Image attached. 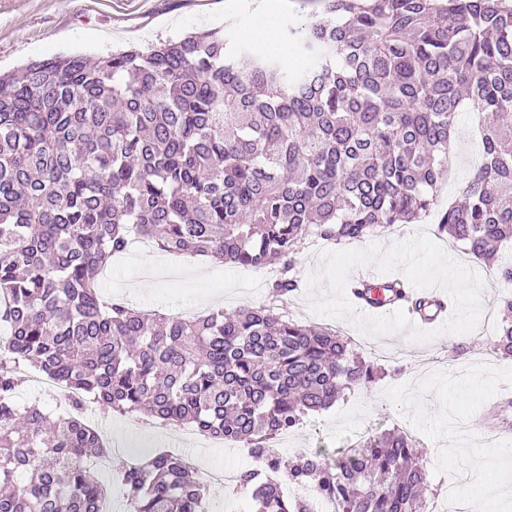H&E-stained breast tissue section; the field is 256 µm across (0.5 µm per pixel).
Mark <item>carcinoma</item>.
I'll return each mask as SVG.
<instances>
[{"mask_svg":"<svg viewBox=\"0 0 512 512\" xmlns=\"http://www.w3.org/2000/svg\"><path fill=\"white\" fill-rule=\"evenodd\" d=\"M286 29L290 71L227 33H192L89 64L32 60L0 76V512H103L106 455L87 403L193 425L243 445L250 512H310L276 475L335 512H429L412 436L375 432L287 464L270 447L377 370L350 340L279 311L314 235L363 241L435 201L465 95L482 158L436 224L477 261L512 242V0H321ZM249 57L242 67L238 56ZM171 255L280 265L273 302L184 319L107 301L96 278L131 230ZM395 279L392 300L421 304ZM495 351L512 356V299ZM70 389L50 421L14 400L17 365ZM128 512H207L205 483L151 452L121 477Z\"/></svg>","mask_w":512,"mask_h":512,"instance_id":"carcinoma-1","label":"carcinoma"}]
</instances>
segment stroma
I'll return each mask as SVG.
<instances>
[{"mask_svg":"<svg viewBox=\"0 0 512 512\" xmlns=\"http://www.w3.org/2000/svg\"><path fill=\"white\" fill-rule=\"evenodd\" d=\"M320 11L319 0H286L279 10L266 9L262 0H0V73L58 54L94 60L120 48H147L189 32L223 28L229 16L237 19L231 32L236 44L258 43L279 56L289 45L284 37L288 20L306 23ZM477 144L472 111L460 109L438 209L458 198L469 180ZM436 222L432 215L406 225L401 237L380 232L361 242L306 241L295 265L301 288L284 303V312H303L308 322L334 327L356 341L403 348L411 356L374 358L380 377L345 391L330 408L310 413L280 454L289 459L306 448H344L377 428L405 430L420 443L434 494L445 495L453 479L456 510L512 512V453L499 456L482 430L485 403L502 384L512 383V356L491 352L512 282L474 262L462 245L438 236ZM171 260L157 250L126 252L113 259L111 277L100 279L101 291L142 310L198 308L207 313L216 303L227 310L267 303L266 285L277 271L273 264L217 268L207 258L184 257L182 280L145 278V271ZM361 269L406 279L426 292L447 289L454 301L447 323L420 328L401 309L379 318L359 315L348 300L347 286ZM86 413L111 443L109 457L91 473L107 488L112 512L127 510L115 478L132 463L134 451L172 449L191 457L201 477L228 463L241 468L254 464L241 447L230 451L199 441L168 447V439L182 437L180 424L149 428L138 417L107 415L94 404Z\"/></svg>","mask_w":512,"mask_h":512,"instance_id":"35a3bbf8","label":"stroma"}]
</instances>
